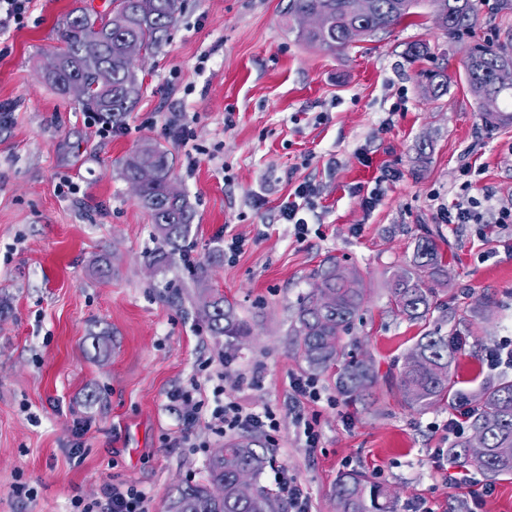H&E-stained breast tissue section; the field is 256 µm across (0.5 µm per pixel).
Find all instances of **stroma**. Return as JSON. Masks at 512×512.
<instances>
[{
  "label": "stroma",
  "instance_id": "1",
  "mask_svg": "<svg viewBox=\"0 0 512 512\" xmlns=\"http://www.w3.org/2000/svg\"><path fill=\"white\" fill-rule=\"evenodd\" d=\"M80 6L104 13L112 0H31L21 23L0 30V512H76V499L112 482L170 512L224 445L203 420L194 447L177 444L170 395L196 387L211 398L225 368L232 398L279 423L276 445L262 447L268 492L278 463L315 512H337L336 481L353 470L396 496L398 512H512L511 476L449 468L453 408L411 409L389 386L424 334L463 338L451 373L471 391L498 377L486 348L512 338V224L437 220L439 205L465 194L512 202V124L486 127L465 79L470 40L448 42L424 2L400 25L326 52L286 28L281 0H182L160 50L136 66L138 104L106 136L41 80L58 23ZM415 41L430 52L412 60ZM439 69L448 92L435 98L425 74ZM176 112L189 142L168 131ZM147 142L172 154V179L196 211L190 258L160 271L147 263L150 216L121 177ZM385 168L400 176L366 207ZM65 181L77 187L67 198ZM304 181L317 197L300 239L279 209ZM427 227L444 273L437 310L414 323L394 313L388 280ZM233 237L246 241L236 261L214 258ZM331 259L358 273L367 299L337 364L314 370L290 326ZM208 289L233 304L247 338L211 335L199 310ZM354 358L370 363L374 384L351 404L336 376ZM300 376L317 380L319 402H293ZM300 412L320 423L316 451L303 446ZM19 482L30 496L13 495Z\"/></svg>",
  "mask_w": 512,
  "mask_h": 512
}]
</instances>
